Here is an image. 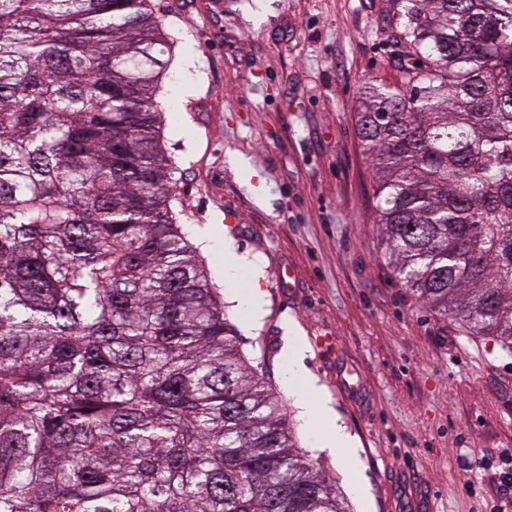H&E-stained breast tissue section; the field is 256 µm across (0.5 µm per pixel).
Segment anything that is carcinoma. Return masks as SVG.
<instances>
[{"instance_id": "carcinoma-1", "label": "carcinoma", "mask_w": 512, "mask_h": 512, "mask_svg": "<svg viewBox=\"0 0 512 512\" xmlns=\"http://www.w3.org/2000/svg\"><path fill=\"white\" fill-rule=\"evenodd\" d=\"M385 256L512 351V0H399ZM151 0H0V512H349L175 223Z\"/></svg>"}]
</instances>
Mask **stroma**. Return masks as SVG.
Segmentation results:
<instances>
[{"mask_svg": "<svg viewBox=\"0 0 512 512\" xmlns=\"http://www.w3.org/2000/svg\"><path fill=\"white\" fill-rule=\"evenodd\" d=\"M153 3L176 43L162 82L176 103L170 209L190 241L211 234L202 256L224 310L301 447L351 512H512L499 460L512 452V352L403 287L380 241L358 98L402 81L396 0ZM228 248L246 264L226 267ZM309 379L350 458L298 412L289 388Z\"/></svg>", "mask_w": 512, "mask_h": 512, "instance_id": "35a3bbf8", "label": "stroma"}]
</instances>
